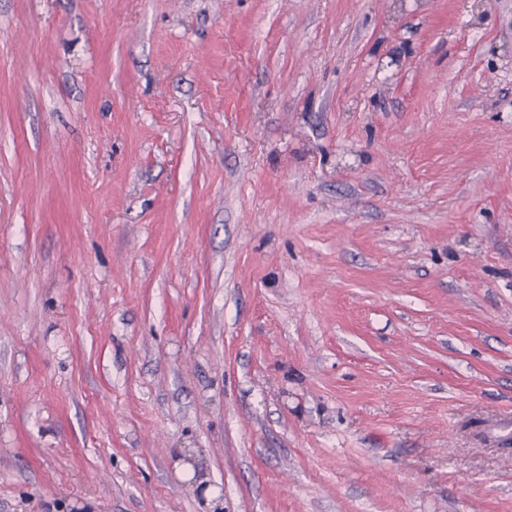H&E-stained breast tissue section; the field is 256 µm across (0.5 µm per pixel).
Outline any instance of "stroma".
Here are the masks:
<instances>
[{
    "label": "stroma",
    "instance_id": "35a3bbf8",
    "mask_svg": "<svg viewBox=\"0 0 512 512\" xmlns=\"http://www.w3.org/2000/svg\"><path fill=\"white\" fill-rule=\"evenodd\" d=\"M512 0H0V512H512Z\"/></svg>",
    "mask_w": 512,
    "mask_h": 512
}]
</instances>
